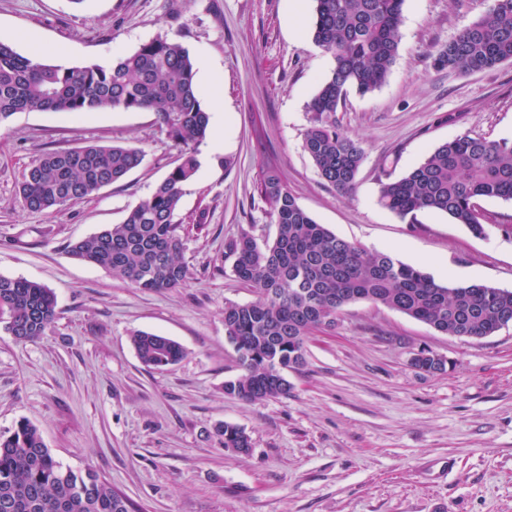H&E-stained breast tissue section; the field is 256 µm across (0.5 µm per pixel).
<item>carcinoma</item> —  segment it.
Returning <instances> with one entry per match:
<instances>
[{
	"instance_id": "carcinoma-1",
	"label": "carcinoma",
	"mask_w": 512,
	"mask_h": 512,
	"mask_svg": "<svg viewBox=\"0 0 512 512\" xmlns=\"http://www.w3.org/2000/svg\"><path fill=\"white\" fill-rule=\"evenodd\" d=\"M314 41L334 60L308 104L312 113L303 147L319 176L347 193L364 160L359 140L336 127V112L352 90L364 95L387 80L395 63L405 0H315ZM512 63V0H487L484 15L433 55L448 75L471 74ZM103 108L158 114L180 163L123 221L70 246L75 258L137 288L161 292L188 280L176 212L183 184L195 175L196 146L209 131L189 51L158 36L107 65L62 67L18 53L0 41V123L18 112L79 115ZM144 151L124 145L56 149L34 159L19 186L23 206L44 212L72 206L123 181L139 168ZM258 192L276 224L273 241L243 233L225 244L236 277L256 298L224 306V335L241 374L224 381V395L256 403L288 395V372L304 365V342L336 326L338 314L358 300L399 311L451 336L483 338L512 325V290L486 283L443 284L389 251L368 252L316 223L288 192L278 172L262 171ZM480 199L512 201V139L462 133L433 148L405 175L380 183L378 201L407 224L426 211L448 215L477 237L486 229ZM56 296L44 285L0 276L5 329L20 342L51 329ZM141 362L153 369L185 357L176 341L151 332L131 337ZM416 367L443 372L447 360L423 349ZM214 437L224 448L248 452L240 427L220 423ZM0 512H129V503L105 481L58 462L36 425L21 420L0 435Z\"/></svg>"
}]
</instances>
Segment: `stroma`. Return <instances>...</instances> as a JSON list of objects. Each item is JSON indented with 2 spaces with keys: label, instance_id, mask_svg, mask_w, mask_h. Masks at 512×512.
<instances>
[{
  "label": "stroma",
  "instance_id": "1",
  "mask_svg": "<svg viewBox=\"0 0 512 512\" xmlns=\"http://www.w3.org/2000/svg\"><path fill=\"white\" fill-rule=\"evenodd\" d=\"M486 0H405L396 61L386 83L350 94L336 114L364 162L351 192L326 184L303 148L307 105L334 66L311 32L313 0H0V40L45 62L105 63L157 36L207 61L216 87L199 82L223 129L197 148L182 188L184 287L146 291L72 258L68 247L111 225L174 166L178 148L156 113L100 109L20 112L0 124V275L51 289L49 332L16 341L0 316V433L35 424L53 456L122 493L132 512H512V327L480 339L439 333L359 300L333 331L305 341V365L288 396L246 403L225 396L240 367L224 335V306L255 295L234 276L224 244L247 232L273 240L256 181L274 165L317 223L367 250L451 283L512 289V202L480 200L487 235L447 215L402 222L378 202L438 144L467 132L512 138V63L474 74L436 71L432 57ZM128 145L145 153L123 182L52 212L25 209L17 193L41 153ZM179 342L177 364L153 371L130 337ZM427 349L446 371L411 364ZM243 428L249 453L220 447L216 423Z\"/></svg>",
  "mask_w": 512,
  "mask_h": 512
}]
</instances>
